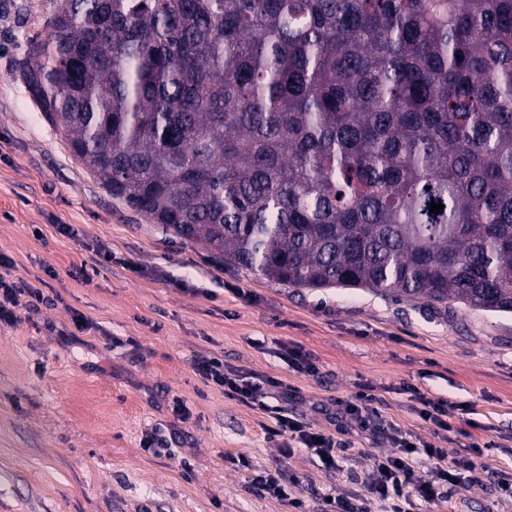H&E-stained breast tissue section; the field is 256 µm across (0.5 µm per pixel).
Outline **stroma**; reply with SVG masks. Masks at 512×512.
Here are the masks:
<instances>
[{"label":"stroma","mask_w":512,"mask_h":512,"mask_svg":"<svg viewBox=\"0 0 512 512\" xmlns=\"http://www.w3.org/2000/svg\"><path fill=\"white\" fill-rule=\"evenodd\" d=\"M55 10L54 0H0V276L44 298L0 325V512H291L250 487L253 468L281 465L301 479L302 512H322L325 495L365 496L366 456L388 445L337 413L365 387L384 422L414 440L452 454L495 443L487 469L411 512H512L495 490L512 474V314L291 287L112 196L13 76ZM287 346L317 373L289 367ZM201 357L247 381H282L289 414L347 440L341 469L304 448L282 458L267 412L198 374ZM416 390L474 414L438 430L417 413ZM157 427L173 435L153 454L143 441Z\"/></svg>","instance_id":"obj_1"}]
</instances>
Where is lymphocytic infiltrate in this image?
<instances>
[{"instance_id":"f902f5d3","label":"lymphocytic infiltrate","mask_w":512,"mask_h":512,"mask_svg":"<svg viewBox=\"0 0 512 512\" xmlns=\"http://www.w3.org/2000/svg\"><path fill=\"white\" fill-rule=\"evenodd\" d=\"M222 363L215 358L198 359L194 369L204 378L223 387L225 395L244 404L255 403L262 395L263 389H279L280 383L268 380L260 386L240 379L232 370L222 371ZM375 395L358 392L350 400L342 403V416L354 422L363 430H384L392 448L381 454L368 457L367 470L364 474V486L368 499H328L331 512H370L369 502H376L385 512H406L405 506L410 497L431 503L442 497L445 487L458 484L460 473L474 467L475 460L488 459L493 449V442L472 444L465 455L449 456L447 449L426 443L414 446L412 438L403 436L395 429H382V415L375 405ZM273 424L268 433L273 437H286L311 449L329 468H336L340 458L336 453L338 442L333 435L314 430L310 424L288 416L284 409H275ZM425 456L431 463L426 475H417L414 463L417 456Z\"/></svg>"}]
</instances>
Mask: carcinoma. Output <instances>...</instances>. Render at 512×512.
Returning <instances> with one entry per match:
<instances>
[{
	"instance_id": "cac0c4a2",
	"label": "carcinoma",
	"mask_w": 512,
	"mask_h": 512,
	"mask_svg": "<svg viewBox=\"0 0 512 512\" xmlns=\"http://www.w3.org/2000/svg\"><path fill=\"white\" fill-rule=\"evenodd\" d=\"M48 28L15 77L153 223L294 287L512 312V0H57Z\"/></svg>"
}]
</instances>
